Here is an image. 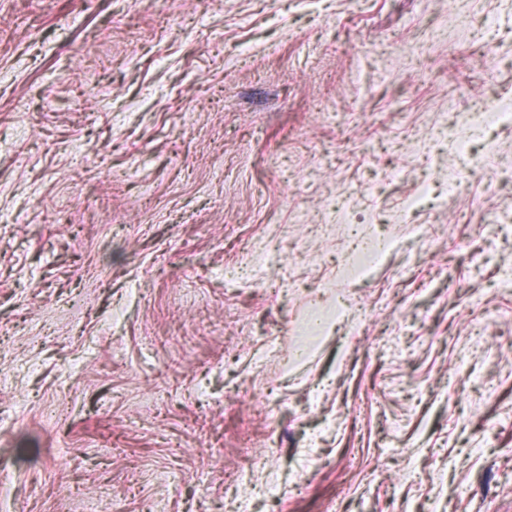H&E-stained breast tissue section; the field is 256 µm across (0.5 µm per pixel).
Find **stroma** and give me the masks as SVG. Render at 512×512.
Returning <instances> with one entry per match:
<instances>
[{
    "label": "stroma",
    "mask_w": 512,
    "mask_h": 512,
    "mask_svg": "<svg viewBox=\"0 0 512 512\" xmlns=\"http://www.w3.org/2000/svg\"><path fill=\"white\" fill-rule=\"evenodd\" d=\"M505 99L512 0H0V512H512Z\"/></svg>",
    "instance_id": "obj_1"
}]
</instances>
